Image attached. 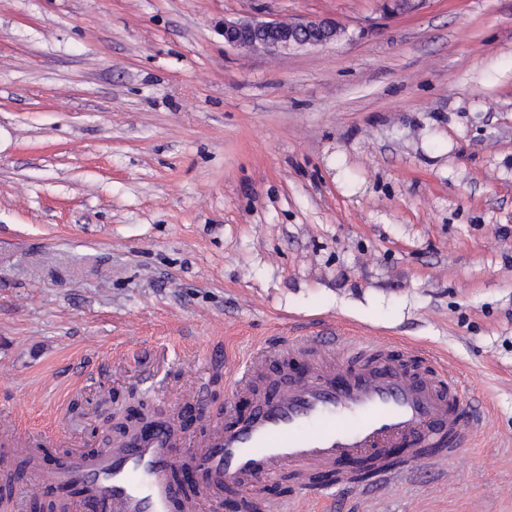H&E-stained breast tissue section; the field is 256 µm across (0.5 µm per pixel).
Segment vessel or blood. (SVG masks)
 Listing matches in <instances>:
<instances>
[{"label":"vessel or blood","mask_w":512,"mask_h":512,"mask_svg":"<svg viewBox=\"0 0 512 512\" xmlns=\"http://www.w3.org/2000/svg\"><path fill=\"white\" fill-rule=\"evenodd\" d=\"M335 341L334 359L287 382L266 369L270 346L256 344L233 365V386L249 392L262 380L268 394L252 410L214 422L194 456L184 453L193 438L165 426L111 448L64 455L54 465L30 456L34 477L47 487L85 486L83 512H199L224 481L251 486L286 467L304 481L317 469L364 461L374 485L338 481L364 498L422 467L447 471L449 461L463 457L476 427L460 374L445 358L426 373L392 359L375 337L340 331ZM403 445L408 464L390 466L389 449ZM189 466L207 477L208 487L192 491L176 481Z\"/></svg>","instance_id":"1"}]
</instances>
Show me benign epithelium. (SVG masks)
Instances as JSON below:
<instances>
[{
	"label": "benign epithelium",
	"instance_id": "7a95c632",
	"mask_svg": "<svg viewBox=\"0 0 512 512\" xmlns=\"http://www.w3.org/2000/svg\"><path fill=\"white\" fill-rule=\"evenodd\" d=\"M423 0H387L386 9L392 14H405L416 9ZM346 32L345 27L329 17H309L298 20L224 21V43L243 51L288 53L305 47L323 46L336 42Z\"/></svg>",
	"mask_w": 512,
	"mask_h": 512
}]
</instances>
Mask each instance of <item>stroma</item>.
<instances>
[{"mask_svg": "<svg viewBox=\"0 0 512 512\" xmlns=\"http://www.w3.org/2000/svg\"><path fill=\"white\" fill-rule=\"evenodd\" d=\"M328 16L282 55L228 20ZM417 343L486 402L464 460L334 512H512V0H0V409L201 438L256 340ZM315 489L232 482L318 512Z\"/></svg>", "mask_w": 512, "mask_h": 512, "instance_id": "stroma-1", "label": "stroma"}]
</instances>
